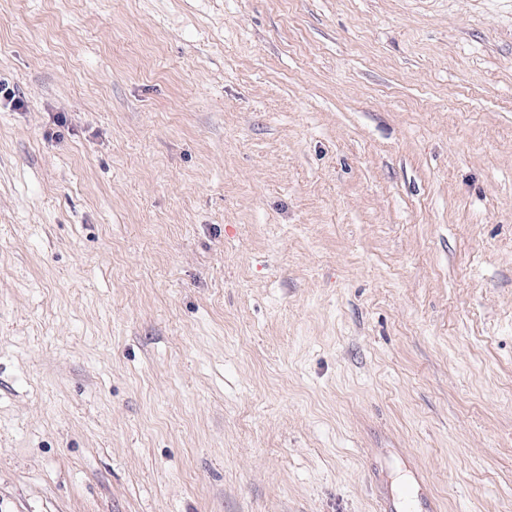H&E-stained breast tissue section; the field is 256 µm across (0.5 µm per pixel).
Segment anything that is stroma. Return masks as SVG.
Masks as SVG:
<instances>
[{
    "label": "stroma",
    "mask_w": 512,
    "mask_h": 512,
    "mask_svg": "<svg viewBox=\"0 0 512 512\" xmlns=\"http://www.w3.org/2000/svg\"><path fill=\"white\" fill-rule=\"evenodd\" d=\"M0 512H512V0H0ZM413 491H414V507L419 511L408 510L410 504L400 497H388L380 509L383 512H436L437 503L431 494L427 479L417 466H413Z\"/></svg>",
    "instance_id": "1"
}]
</instances>
